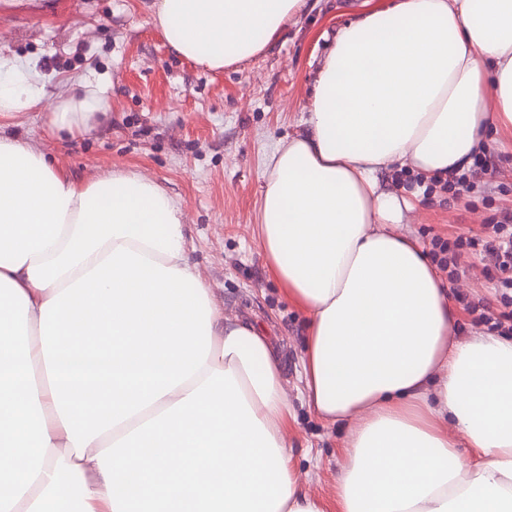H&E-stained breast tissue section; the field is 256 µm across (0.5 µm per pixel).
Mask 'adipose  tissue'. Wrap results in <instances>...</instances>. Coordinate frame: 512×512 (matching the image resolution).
Here are the masks:
<instances>
[{
	"instance_id": "obj_1",
	"label": "adipose tissue",
	"mask_w": 512,
	"mask_h": 512,
	"mask_svg": "<svg viewBox=\"0 0 512 512\" xmlns=\"http://www.w3.org/2000/svg\"><path fill=\"white\" fill-rule=\"evenodd\" d=\"M303 3L154 0L152 20L220 71ZM45 85L0 54V118L78 135L107 109L89 79L51 107ZM304 124L267 159L257 238L306 316L303 399L345 431L334 506L301 482L280 360L225 318L180 203L0 138V512H512V340L454 339L448 286L378 181L464 170L487 127L512 131V0H394L343 27Z\"/></svg>"
}]
</instances>
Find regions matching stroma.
I'll list each match as a JSON object with an SVG mask.
<instances>
[{
    "mask_svg": "<svg viewBox=\"0 0 512 512\" xmlns=\"http://www.w3.org/2000/svg\"><path fill=\"white\" fill-rule=\"evenodd\" d=\"M152 2L0 0L1 52L38 60L52 97L68 80L88 77L108 99L106 116L83 136L51 132L43 113L30 112L1 120L0 137L53 156L81 182L114 170L142 172L181 202L189 259L225 317L254 324L280 359L295 415L288 442L296 470L311 493L334 502L344 432L301 399L305 318L270 275L254 226L266 158L301 131L319 60L342 26L392 0H306L262 53L221 72L170 51L152 22ZM482 147L497 169L478 174L468 193L426 195L382 175L384 188L413 205L400 231L427 246L436 236L480 230L501 209H512V134L488 128ZM485 266L480 257L462 258L449 291L496 314L503 306Z\"/></svg>",
    "mask_w": 512,
    "mask_h": 512,
    "instance_id": "obj_1",
    "label": "stroma"
}]
</instances>
